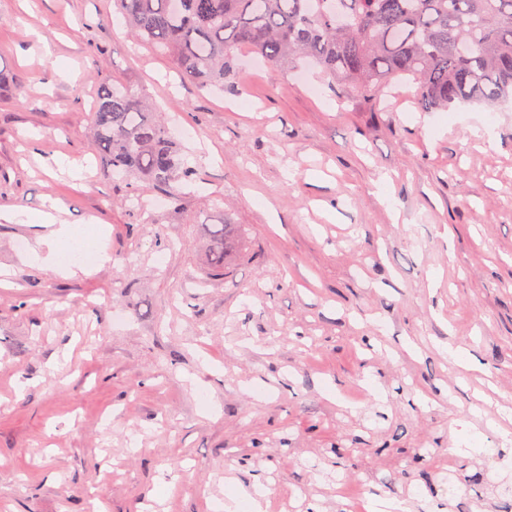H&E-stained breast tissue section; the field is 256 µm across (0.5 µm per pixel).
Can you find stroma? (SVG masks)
<instances>
[{"label":"stroma","mask_w":512,"mask_h":512,"mask_svg":"<svg viewBox=\"0 0 512 512\" xmlns=\"http://www.w3.org/2000/svg\"><path fill=\"white\" fill-rule=\"evenodd\" d=\"M122 18L116 0H0V207L60 200L111 256L65 278L20 260L48 228L0 221V512H213L261 489L283 512L298 488L302 512L376 492L501 512L512 103L421 112L413 84L371 101L248 51L233 88L204 89ZM112 82L191 129L180 201L104 171L88 131ZM227 220L243 235L211 276ZM230 225L224 221V232L214 231L212 234V248L210 252V270L213 275H220L229 258V246L226 239V227Z\"/></svg>","instance_id":"obj_1"}]
</instances>
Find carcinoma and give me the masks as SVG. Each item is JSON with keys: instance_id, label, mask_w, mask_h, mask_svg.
I'll list each match as a JSON object with an SVG mask.
<instances>
[{"instance_id": "cac0c4a2", "label": "carcinoma", "mask_w": 512, "mask_h": 512, "mask_svg": "<svg viewBox=\"0 0 512 512\" xmlns=\"http://www.w3.org/2000/svg\"><path fill=\"white\" fill-rule=\"evenodd\" d=\"M139 40L201 86L224 91L248 50L269 63L314 65L333 83L379 96L409 79L420 109L512 99V0H117ZM91 146L110 174L179 197L192 180L182 149L130 88L101 86ZM229 258L212 234L210 270Z\"/></svg>"}]
</instances>
